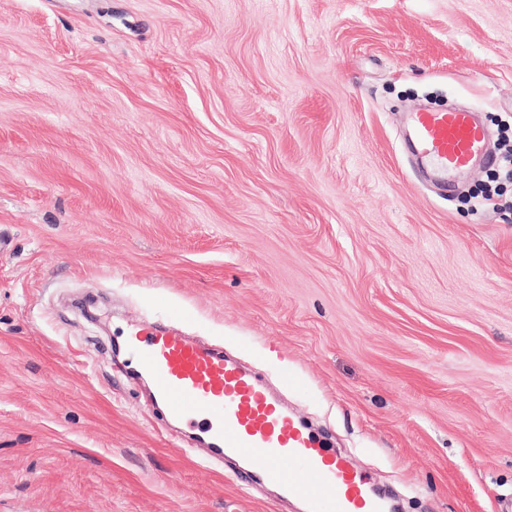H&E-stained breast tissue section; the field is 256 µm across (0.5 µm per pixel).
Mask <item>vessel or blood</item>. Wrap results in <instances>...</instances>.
Returning <instances> with one entry per match:
<instances>
[{"instance_id": "b4317fda", "label": "vessel or blood", "mask_w": 512, "mask_h": 512, "mask_svg": "<svg viewBox=\"0 0 512 512\" xmlns=\"http://www.w3.org/2000/svg\"><path fill=\"white\" fill-rule=\"evenodd\" d=\"M410 124L418 153L439 175L494 160L474 113L414 112ZM135 337L165 418L197 429L213 457L244 460L248 473L300 500L306 512H385L369 480L299 425L236 360L151 326Z\"/></svg>"}]
</instances>
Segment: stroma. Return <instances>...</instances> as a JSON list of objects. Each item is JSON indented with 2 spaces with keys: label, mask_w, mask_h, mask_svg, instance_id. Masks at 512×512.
Instances as JSON below:
<instances>
[{
  "label": "stroma",
  "mask_w": 512,
  "mask_h": 512,
  "mask_svg": "<svg viewBox=\"0 0 512 512\" xmlns=\"http://www.w3.org/2000/svg\"><path fill=\"white\" fill-rule=\"evenodd\" d=\"M452 100L512 123V0H0V512H303L162 421L178 311L401 512H500L512 209L406 145Z\"/></svg>",
  "instance_id": "35a3bbf8"
}]
</instances>
